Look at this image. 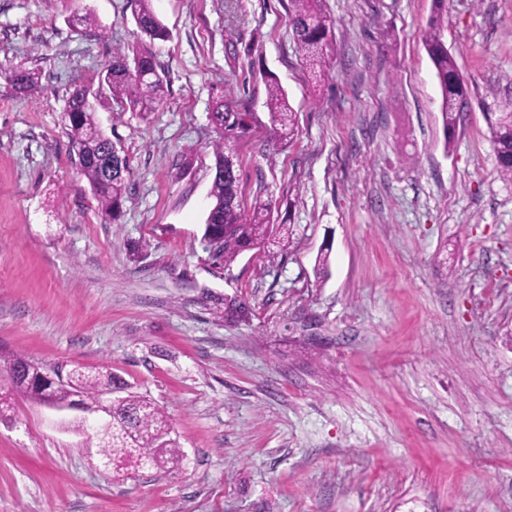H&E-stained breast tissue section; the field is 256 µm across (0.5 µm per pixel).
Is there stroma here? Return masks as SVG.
Instances as JSON below:
<instances>
[{"mask_svg":"<svg viewBox=\"0 0 512 512\" xmlns=\"http://www.w3.org/2000/svg\"><path fill=\"white\" fill-rule=\"evenodd\" d=\"M151 6L168 40L140 33L135 0H0V63L43 73L24 100L0 78V351L111 367L166 412L183 462L114 479L71 416L20 398L0 512H512V181L489 130L512 99V0H448L470 89L448 148L433 0H323L319 80L289 0ZM144 43L164 102L97 110L129 164L114 220L64 111ZM272 81L297 114L285 144ZM224 99L249 115L225 140L241 208L273 200L288 231L228 265L203 239ZM225 297L236 322L214 313Z\"/></svg>","mask_w":512,"mask_h":512,"instance_id":"35a3bbf8","label":"stroma"}]
</instances>
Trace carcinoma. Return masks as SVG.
Masks as SVG:
<instances>
[{"instance_id": "carcinoma-1", "label": "carcinoma", "mask_w": 512, "mask_h": 512, "mask_svg": "<svg viewBox=\"0 0 512 512\" xmlns=\"http://www.w3.org/2000/svg\"><path fill=\"white\" fill-rule=\"evenodd\" d=\"M134 20L151 41H165L169 31L154 14L151 0H136ZM291 27L306 63L312 68L322 66L323 46L327 44L330 24L322 10V0H290ZM447 0H434V15L424 31L423 43L442 88V123L444 147L452 143L458 125L459 105L468 96L456 63L443 40ZM0 77L18 97H26L36 89L41 72L20 62L0 64ZM99 87H107L112 97L132 111L150 112L163 102L165 75L160 63L148 51H136L133 58L122 54L112 56L98 75ZM92 99L88 104L86 99ZM97 94L88 86L71 92L65 110V126L79 171L88 179L105 213L117 220L128 191L126 157L112 155V168H107L106 147L111 138L97 125L92 113L97 111ZM266 106L270 120L282 140L293 139L297 131L296 113L278 83L267 88ZM249 113L237 112L228 102H220L210 113L211 124L221 133L242 129ZM499 174L512 180V99L503 105L490 122ZM213 204L208 212L204 239L217 258L231 263L246 251L263 249L271 241L278 225L270 223L272 202L254 206L249 221L242 218L239 182L233 156L219 147L215 154V175L210 191ZM4 366L18 372L22 380L14 388L26 399L38 405L49 401L65 405L71 400L70 386L53 384L46 378L51 369L21 354L0 356ZM79 387L81 402L96 408L103 395L114 392L112 398V441L107 453L116 463L115 473L130 468L174 471L179 468L183 453L167 416L147 397L132 391V387L109 369L77 366L69 371Z\"/></svg>"}]
</instances>
